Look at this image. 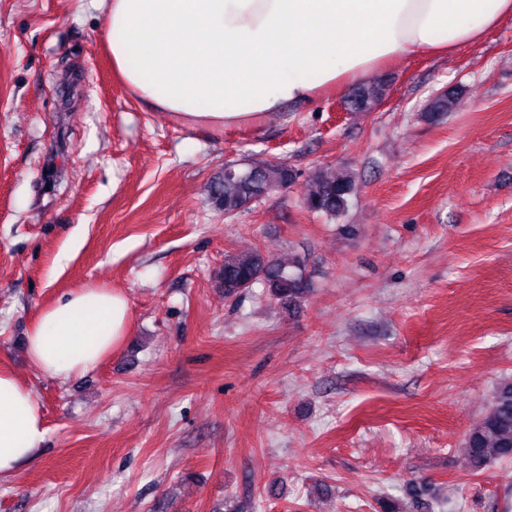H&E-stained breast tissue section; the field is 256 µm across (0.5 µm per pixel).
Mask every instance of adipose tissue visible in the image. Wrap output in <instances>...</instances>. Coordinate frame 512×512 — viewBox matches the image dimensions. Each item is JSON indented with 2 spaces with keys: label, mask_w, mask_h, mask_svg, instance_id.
I'll list each match as a JSON object with an SVG mask.
<instances>
[{
  "label": "adipose tissue",
  "mask_w": 512,
  "mask_h": 512,
  "mask_svg": "<svg viewBox=\"0 0 512 512\" xmlns=\"http://www.w3.org/2000/svg\"><path fill=\"white\" fill-rule=\"evenodd\" d=\"M112 67L156 110L192 130L253 121L323 89L345 91L401 57L478 42L512 0H106ZM127 296L74 289L30 326L26 353L46 376L93 371L129 334ZM47 428L30 387L0 368V478L35 463Z\"/></svg>",
  "instance_id": "ef3b65f1"
}]
</instances>
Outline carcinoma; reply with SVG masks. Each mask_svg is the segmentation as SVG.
Returning a JSON list of instances; mask_svg holds the SVG:
<instances>
[{
	"instance_id": "1",
	"label": "carcinoma",
	"mask_w": 512,
	"mask_h": 512,
	"mask_svg": "<svg viewBox=\"0 0 512 512\" xmlns=\"http://www.w3.org/2000/svg\"><path fill=\"white\" fill-rule=\"evenodd\" d=\"M382 96L380 85L356 88L346 102L349 112H370ZM460 99L455 92L436 97L426 118L436 120L455 111ZM294 180L292 169L284 162L255 160L245 171L224 170L212 180L210 197L214 206L231 219L249 209L251 204L270 192L283 189ZM312 189L305 198L306 208L330 218L342 215L349 207L357 183L353 173L344 170L312 174ZM304 261L293 259L282 263L259 250L247 255H227L221 271L224 294L236 296L255 284L263 286L267 295L295 311L309 289L304 275ZM462 451L475 469H482L498 460L512 459V382L502 384L490 411L466 436Z\"/></svg>"
}]
</instances>
